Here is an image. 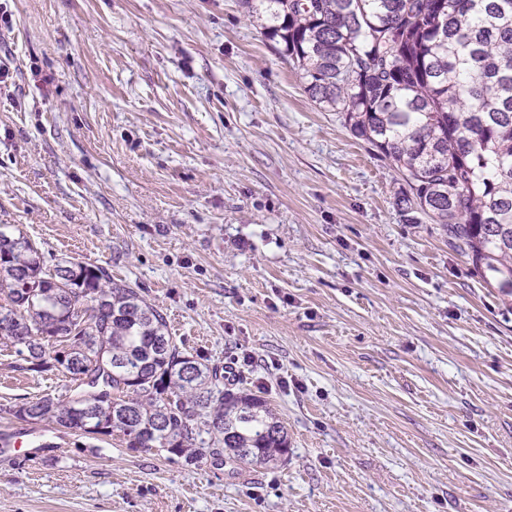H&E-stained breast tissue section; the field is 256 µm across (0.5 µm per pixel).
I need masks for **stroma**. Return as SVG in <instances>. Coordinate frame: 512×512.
<instances>
[{"mask_svg":"<svg viewBox=\"0 0 512 512\" xmlns=\"http://www.w3.org/2000/svg\"><path fill=\"white\" fill-rule=\"evenodd\" d=\"M0 224L101 265L292 453L230 467L14 417L75 389L0 341V512H512V298L305 94L240 0H0Z\"/></svg>","mask_w":512,"mask_h":512,"instance_id":"1","label":"stroma"}]
</instances>
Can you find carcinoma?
Instances as JSON below:
<instances>
[{
	"label": "carcinoma",
	"instance_id": "cac0c4a2",
	"mask_svg": "<svg viewBox=\"0 0 512 512\" xmlns=\"http://www.w3.org/2000/svg\"><path fill=\"white\" fill-rule=\"evenodd\" d=\"M302 72L398 174L396 206L426 218L491 288L512 297V0H242ZM0 339L28 370H60L77 396L16 418L215 466H274L291 453L266 398L219 384L167 321L102 266L54 269L15 224L0 229Z\"/></svg>",
	"mask_w": 512,
	"mask_h": 512
}]
</instances>
